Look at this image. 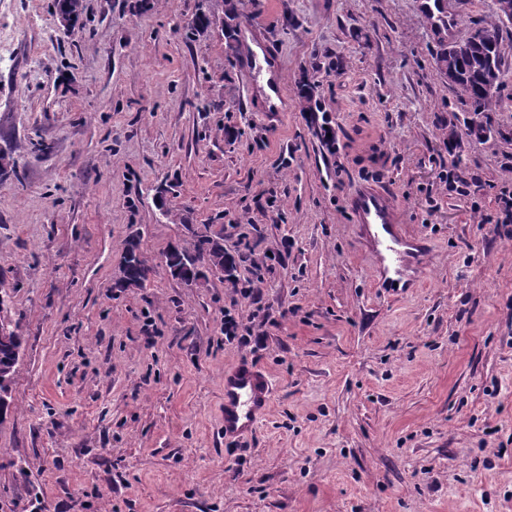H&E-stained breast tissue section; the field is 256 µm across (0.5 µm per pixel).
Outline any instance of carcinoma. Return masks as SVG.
<instances>
[{
	"label": "carcinoma",
	"instance_id": "cac0c4a2",
	"mask_svg": "<svg viewBox=\"0 0 512 512\" xmlns=\"http://www.w3.org/2000/svg\"><path fill=\"white\" fill-rule=\"evenodd\" d=\"M512 25V0H496L493 19L478 28V35L463 42L448 45L439 58L440 72L448 78V85L462 104L471 108L482 120L472 123L468 131L480 135L483 120L490 117L496 106V93L503 83L505 71L501 43L503 31ZM191 243L180 246L173 252H163V258L170 255L177 258L203 259L205 264L217 274H224L227 253L217 236L211 247H206L205 235L188 228ZM121 277L116 283L118 288H143L150 282L153 267L149 265L144 253L123 256ZM23 336L19 333V324L9 317H0V375L13 381L23 350Z\"/></svg>",
	"mask_w": 512,
	"mask_h": 512
}]
</instances>
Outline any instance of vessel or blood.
I'll use <instances>...</instances> for the list:
<instances>
[{
	"label": "vessel or blood",
	"mask_w": 512,
	"mask_h": 512,
	"mask_svg": "<svg viewBox=\"0 0 512 512\" xmlns=\"http://www.w3.org/2000/svg\"><path fill=\"white\" fill-rule=\"evenodd\" d=\"M425 18L431 27L447 33L457 27L456 14L447 0H426ZM347 207L375 253L378 286L388 291L416 287L411 266L424 255L427 244L404 232L395 197L381 188L360 185L350 192ZM274 394L271 375L252 360L242 359L225 368V440L234 443L256 435L271 409Z\"/></svg>",
	"instance_id": "b4317fda"
}]
</instances>
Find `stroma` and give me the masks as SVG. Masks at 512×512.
I'll use <instances>...</instances> for the list:
<instances>
[{"label": "stroma", "instance_id": "35a3bbf8", "mask_svg": "<svg viewBox=\"0 0 512 512\" xmlns=\"http://www.w3.org/2000/svg\"><path fill=\"white\" fill-rule=\"evenodd\" d=\"M139 2L83 0L67 32L54 0H0V288L26 339L0 512H512V224L489 221L512 190V27L487 139L438 65L494 0H451V36L423 0H218L201 30L205 0ZM248 31L280 111L246 91ZM361 184L428 242L418 287H377ZM190 224L252 250L237 284L171 277ZM134 235L153 277L119 289ZM228 312L264 346L225 343ZM246 356L275 397L231 450L224 370Z\"/></svg>", "mask_w": 512, "mask_h": 512}]
</instances>
